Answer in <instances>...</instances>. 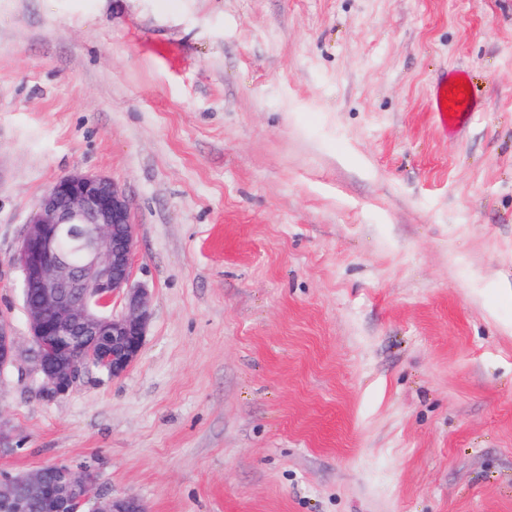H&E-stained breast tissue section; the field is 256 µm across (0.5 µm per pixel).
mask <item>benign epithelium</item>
Instances as JSON below:
<instances>
[{
  "instance_id": "7a95c632",
  "label": "benign epithelium",
  "mask_w": 512,
  "mask_h": 512,
  "mask_svg": "<svg viewBox=\"0 0 512 512\" xmlns=\"http://www.w3.org/2000/svg\"><path fill=\"white\" fill-rule=\"evenodd\" d=\"M73 241L82 254L75 263L60 241ZM134 228L119 188L98 175L57 178L39 200L19 246L23 295L38 289V301H24L40 393L68 394L87 372L124 375L139 358L150 319L147 289L131 280ZM123 304L116 314L114 303ZM14 354L7 321L0 320V370ZM47 484L40 469L0 476V512H30L37 497L43 512H146L135 497L92 496L96 473L54 464Z\"/></svg>"
}]
</instances>
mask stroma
Here are the masks:
<instances>
[{
	"label": "stroma",
	"instance_id": "stroma-1",
	"mask_svg": "<svg viewBox=\"0 0 512 512\" xmlns=\"http://www.w3.org/2000/svg\"><path fill=\"white\" fill-rule=\"evenodd\" d=\"M464 71L475 109L431 110ZM109 178L142 352L39 393L14 262ZM0 472L149 512H512V0H0ZM456 80H463V83H466L464 72H457L449 82L447 80L446 83L439 85L433 97L435 113L441 127L446 132L455 130L472 113L471 93L465 94L466 89L464 88L460 89L459 93L453 92V88H456V90L460 88V86L455 85ZM448 95H451V98H448ZM443 100L449 101L448 108L443 106Z\"/></svg>",
	"mask_w": 512,
	"mask_h": 512
}]
</instances>
